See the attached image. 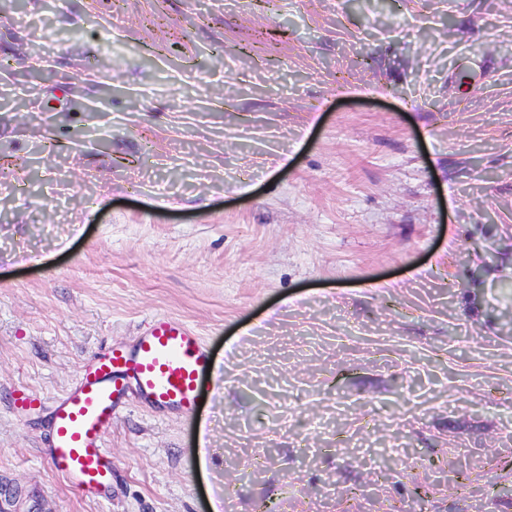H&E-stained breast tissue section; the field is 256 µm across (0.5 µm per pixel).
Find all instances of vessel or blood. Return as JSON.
<instances>
[{
  "instance_id": "b4317fda",
  "label": "vessel or blood",
  "mask_w": 512,
  "mask_h": 512,
  "mask_svg": "<svg viewBox=\"0 0 512 512\" xmlns=\"http://www.w3.org/2000/svg\"><path fill=\"white\" fill-rule=\"evenodd\" d=\"M209 355L188 325L154 317L132 351L110 348L92 355L78 383L57 402L46 460L79 491H98L112 471L104 436L134 379L138 397L158 409L191 413Z\"/></svg>"
}]
</instances>
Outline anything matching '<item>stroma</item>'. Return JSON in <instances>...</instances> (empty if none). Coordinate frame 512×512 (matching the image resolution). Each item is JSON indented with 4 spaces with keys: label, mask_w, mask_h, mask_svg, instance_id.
<instances>
[{
    "label": "stroma",
    "mask_w": 512,
    "mask_h": 512,
    "mask_svg": "<svg viewBox=\"0 0 512 512\" xmlns=\"http://www.w3.org/2000/svg\"><path fill=\"white\" fill-rule=\"evenodd\" d=\"M159 315L210 355L199 404L127 396L82 493L45 462L52 410ZM415 500L512 512V0H25L0 512Z\"/></svg>",
    "instance_id": "stroma-1"
}]
</instances>
